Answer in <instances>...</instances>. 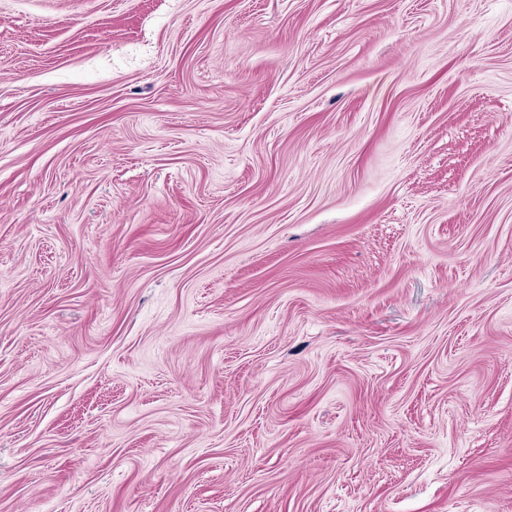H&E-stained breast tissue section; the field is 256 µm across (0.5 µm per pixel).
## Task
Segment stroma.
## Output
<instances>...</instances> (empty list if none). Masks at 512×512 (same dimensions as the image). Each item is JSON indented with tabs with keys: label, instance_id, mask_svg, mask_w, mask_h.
Instances as JSON below:
<instances>
[{
	"label": "stroma",
	"instance_id": "obj_1",
	"mask_svg": "<svg viewBox=\"0 0 512 512\" xmlns=\"http://www.w3.org/2000/svg\"><path fill=\"white\" fill-rule=\"evenodd\" d=\"M0 512H512V0H0Z\"/></svg>",
	"mask_w": 512,
	"mask_h": 512
}]
</instances>
